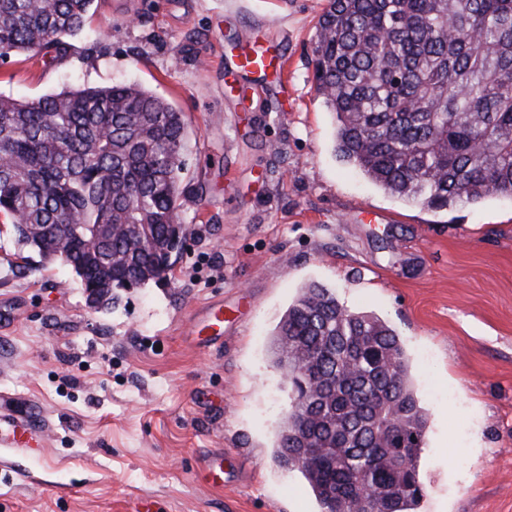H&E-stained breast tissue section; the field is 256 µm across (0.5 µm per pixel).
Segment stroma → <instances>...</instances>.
I'll use <instances>...</instances> for the list:
<instances>
[{
	"label": "stroma",
	"instance_id": "35a3bbf8",
	"mask_svg": "<svg viewBox=\"0 0 512 512\" xmlns=\"http://www.w3.org/2000/svg\"><path fill=\"white\" fill-rule=\"evenodd\" d=\"M322 0H95L66 54L0 57V95L139 84L186 115L192 234L170 279L93 309L79 278L0 231V414L33 402L40 454L0 447V512H320L274 457L291 395L272 334L300 288L390 325L428 414L417 512H512V198L427 210L334 151L315 90ZM282 52L261 81L232 58ZM224 303V339L187 336ZM224 451V485L196 472Z\"/></svg>",
	"mask_w": 512,
	"mask_h": 512
}]
</instances>
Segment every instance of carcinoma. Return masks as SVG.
Returning a JSON list of instances; mask_svg holds the SVG:
<instances>
[{"label":"carcinoma","mask_w":512,"mask_h":512,"mask_svg":"<svg viewBox=\"0 0 512 512\" xmlns=\"http://www.w3.org/2000/svg\"><path fill=\"white\" fill-rule=\"evenodd\" d=\"M94 0H0V55L68 50ZM313 81L335 118V150L384 192L430 210L512 197V0H325ZM185 113L138 85L0 96V217L18 241L72 268L82 288L166 278L178 223ZM291 387L276 458L320 512H415L427 414L398 336L300 289L273 333ZM415 437L390 448L393 433Z\"/></svg>","instance_id":"obj_1"}]
</instances>
